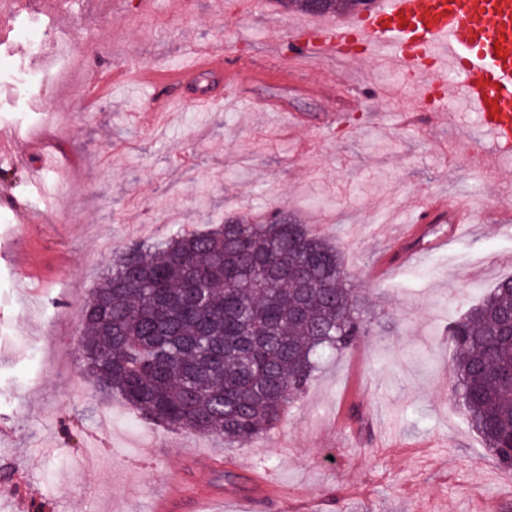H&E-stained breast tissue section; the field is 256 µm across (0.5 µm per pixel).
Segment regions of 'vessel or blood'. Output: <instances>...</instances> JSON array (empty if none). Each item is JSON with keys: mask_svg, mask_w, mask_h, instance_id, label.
I'll list each match as a JSON object with an SVG mask.
<instances>
[{"mask_svg": "<svg viewBox=\"0 0 512 512\" xmlns=\"http://www.w3.org/2000/svg\"><path fill=\"white\" fill-rule=\"evenodd\" d=\"M303 34L291 47L294 55H341L352 42H362L375 63L413 74L420 89L439 88L465 101L493 141L512 148V0H369L353 22ZM250 70L249 61L232 62L211 49L196 52L184 67L160 73L143 68L136 77L149 89L146 117L159 126L177 109L221 103L220 95L201 86L203 76H222L231 88ZM437 222L457 233L469 226L470 212L434 199L417 207L403 235H420ZM165 509L196 512V499L175 481Z\"/></svg>", "mask_w": 512, "mask_h": 512, "instance_id": "1", "label": "vessel or blood"}]
</instances>
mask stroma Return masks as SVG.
<instances>
[{
    "mask_svg": "<svg viewBox=\"0 0 512 512\" xmlns=\"http://www.w3.org/2000/svg\"><path fill=\"white\" fill-rule=\"evenodd\" d=\"M37 19L69 35L83 60L116 68L176 67L193 50L232 48L258 68H287L286 47L306 23L338 24L264 0H11L0 10V129L16 148L52 139L63 171L0 160V512H152L170 479L210 495L216 512L250 494L252 467L287 496L279 512H512V470L496 468L450 394L448 328L512 277V152H498L477 112L444 98L443 118L406 111L414 80L366 60L319 57L282 84L245 79L210 111L178 113L165 128L132 122L147 96L113 85L85 108L81 82L57 79L21 32ZM38 74L40 84H23ZM326 85L328 96L311 92ZM356 107L344 127L327 112ZM280 100L301 114L279 131ZM479 140L491 175L474 172ZM29 210L14 208L16 197ZM434 196L473 209L471 235L441 246L407 240L417 261L368 276L390 252L410 205ZM283 205L331 237L365 298L370 335L322 359L281 421L245 445L154 425L118 395L96 392L80 357L81 311L130 241L208 230L226 208Z\"/></svg>",
    "mask_w": 512,
    "mask_h": 512,
    "instance_id": "obj_1",
    "label": "stroma"
}]
</instances>
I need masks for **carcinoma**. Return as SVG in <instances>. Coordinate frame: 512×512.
<instances>
[{
  "label": "carcinoma",
  "mask_w": 512,
  "mask_h": 512,
  "mask_svg": "<svg viewBox=\"0 0 512 512\" xmlns=\"http://www.w3.org/2000/svg\"><path fill=\"white\" fill-rule=\"evenodd\" d=\"M307 14L360 0H282ZM512 277L450 326L451 396L497 466L512 470ZM98 390L145 420L245 444L279 423L317 358L369 334L334 245L285 209L236 216L163 242L135 240L82 314Z\"/></svg>",
  "instance_id": "cac0c4a2"
}]
</instances>
